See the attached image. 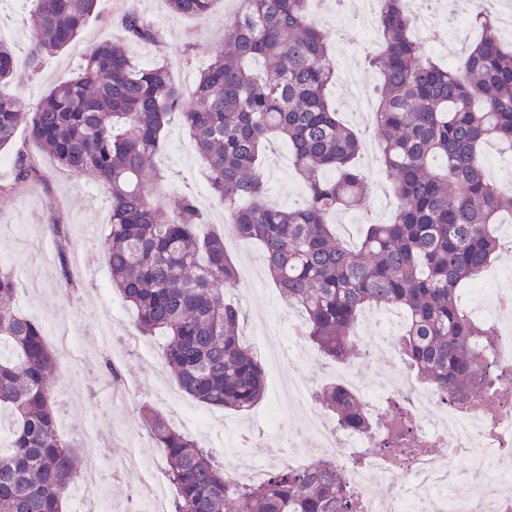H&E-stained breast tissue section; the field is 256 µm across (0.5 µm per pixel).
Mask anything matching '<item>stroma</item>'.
I'll use <instances>...</instances> for the list:
<instances>
[{
	"instance_id": "stroma-1",
	"label": "stroma",
	"mask_w": 512,
	"mask_h": 512,
	"mask_svg": "<svg viewBox=\"0 0 512 512\" xmlns=\"http://www.w3.org/2000/svg\"><path fill=\"white\" fill-rule=\"evenodd\" d=\"M236 0H217L211 19L173 15L165 0H98L96 20L62 52L46 56L38 74L18 73L1 92L26 107H34L61 80L75 71L78 63L93 45L122 37V19L131 10L150 18L161 32L154 43H129L133 56L144 64H167L174 80L191 84L198 70L205 67L212 55L224 49V22L232 17ZM313 22L328 37L334 59L346 63L358 62L368 41L358 30L357 23H344L336 0H310ZM28 4L0 5V40L12 45L18 56L28 50ZM347 24L354 39L336 43L338 24ZM194 45L195 54L185 58L183 50ZM193 142L179 123L169 125L164 136L160 159L170 171L171 180L165 188L167 196L192 189L208 221L216 230H223V209L210 193L209 183L200 159H186V148ZM40 175L25 187L0 194V265L12 268L17 276L18 308L37 319L42 326L58 319L74 320L79 332L76 351L70 357H58L55 393L56 426L60 433L78 441L79 456L96 455L105 465L120 462L130 450L145 457L157 456L155 442L148 436L142 404L159 408L156 386L170 381L164 365L155 364L150 352L159 351L158 339L140 337L138 343L123 344V337L133 335L134 313L120 294L113 289L103 242L109 231L110 199L107 190L94 178H73L46 157H39ZM265 168L278 169V177L268 184V198L274 205H295L302 194V180L295 169H281L278 155L267 156ZM64 224L69 229L70 269L75 274V286H67L60 274L56 257L57 246L48 234L50 224ZM242 283L228 292L243 315L242 339L254 345L253 317L263 313L271 321L285 327L299 319L291 311L262 264V250L247 243L242 251L232 252ZM112 312V341L100 343L94 336L99 317ZM121 349L118 369L121 382H113L102 365V358ZM288 377H301L313 387L335 382L336 364L324 360L320 364L265 366L264 395L250 411L214 409L190 398L182 397L172 409L173 416L192 410L210 417L211 426L197 434L199 443L224 433L225 421H235L248 435L239 453L246 459H272L277 451L290 448V435L305 420V407L294 405L281 411L279 433H270L265 414L276 396L277 385ZM97 426L100 439L91 446L80 443L83 432Z\"/></svg>"
}]
</instances>
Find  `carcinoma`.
<instances>
[{
	"label": "carcinoma",
	"mask_w": 512,
	"mask_h": 512,
	"mask_svg": "<svg viewBox=\"0 0 512 512\" xmlns=\"http://www.w3.org/2000/svg\"><path fill=\"white\" fill-rule=\"evenodd\" d=\"M29 2L25 67L33 74L44 55L65 49L97 17L98 0ZM165 2L176 16L207 18L215 0ZM239 2L224 26V52L190 88L167 65L145 66L112 40L91 47L77 71L31 110L0 94V150L24 125L42 155L107 188L112 287L135 309L139 333L162 338L166 366L196 401L247 411L261 401L264 377L241 340V310L224 301V289L240 280L224 237L200 234L207 216L193 191L170 208L157 202L169 178L158 154L175 121L229 213L225 231L262 244L270 277L302 311L305 335L325 357L349 363L360 312L395 306L405 313L396 342L409 368L432 387L464 393L476 375L472 341L486 332L461 306L459 287L502 250L496 224L512 215V190L490 179L482 162L489 141L512 143V47L494 32L498 0L476 3L471 23L484 35L466 48L459 68L425 56L410 35L408 0H380L379 50L367 64L381 77L373 126L396 208L388 221L366 225L354 248L336 237L328 218L366 203L365 141L326 95L335 74L326 36L310 20L308 0ZM123 29L143 43L160 38L135 11ZM18 66L14 49L0 40V86ZM280 140L304 186L288 208L266 200L263 160ZM38 174L35 156L18 148L13 183L0 193ZM47 228L71 284L68 225ZM16 289L14 271L0 266V409L12 416L10 445L0 449V512H63L80 470L75 444L55 427L57 357L42 326L16 308ZM315 400L341 427H372L340 384L317 388ZM145 420L165 452L172 512H347L345 485L331 464L277 468L262 484H232L211 449L156 411L145 410Z\"/></svg>",
	"instance_id": "1"
}]
</instances>
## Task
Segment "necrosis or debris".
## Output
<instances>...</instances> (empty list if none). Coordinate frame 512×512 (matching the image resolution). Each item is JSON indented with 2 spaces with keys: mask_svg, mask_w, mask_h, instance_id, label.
<instances>
[{
  "mask_svg": "<svg viewBox=\"0 0 512 512\" xmlns=\"http://www.w3.org/2000/svg\"><path fill=\"white\" fill-rule=\"evenodd\" d=\"M491 315L481 318L489 335L473 344L480 373L466 395L446 396L399 372L385 392L361 386L352 369L339 373L374 425L345 429L314 403L305 381L283 388L286 400L308 409L305 432L295 435L293 452L282 453V465H308L304 435L316 441L318 459L335 464L344 478L353 512H512V294L490 299ZM467 457L480 476L473 493L457 499L447 470ZM117 473H136L148 512H170L171 494L163 472L140 454L125 457Z\"/></svg>",
  "mask_w": 512,
  "mask_h": 512,
  "instance_id": "4bbe7bcc",
  "label": "necrosis or debris"
}]
</instances>
